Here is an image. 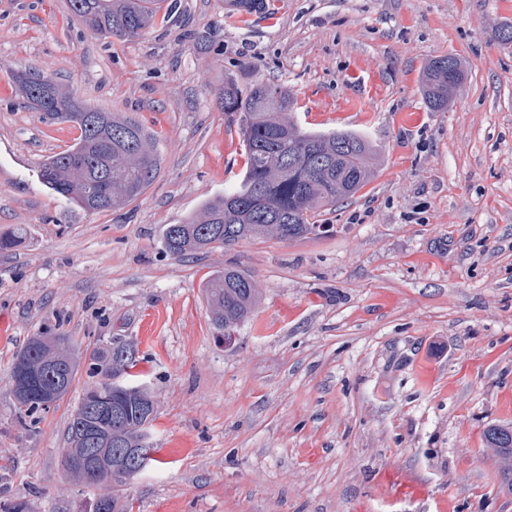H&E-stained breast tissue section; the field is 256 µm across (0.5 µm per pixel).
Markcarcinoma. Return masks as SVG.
Here are the masks:
<instances>
[{"label":"carcinoma","instance_id":"cac0c4a2","mask_svg":"<svg viewBox=\"0 0 512 512\" xmlns=\"http://www.w3.org/2000/svg\"><path fill=\"white\" fill-rule=\"evenodd\" d=\"M165 0H68L71 13L104 38L133 41L153 28ZM238 13L271 10L267 0H225ZM464 83L461 61L454 55L432 58L425 67L422 93L436 111L448 108L450 97ZM15 91L25 104L51 123H70L80 130L74 144L46 158L39 178L48 190L84 212L121 209L136 200L154 181L160 167L152 137L136 121L103 112L74 98L55 81L37 89L34 73L14 77ZM294 98L288 86L257 80L241 89L225 80L223 109L235 123L246 155V166L235 187L212 196L195 215L166 226V255L184 260L246 238L316 239L324 233L317 223L321 211L353 196L374 176L377 153L371 140L353 130L319 131L292 117ZM277 121H269L270 112ZM256 280L240 268H226L210 278L204 297L213 327L224 333L253 315L261 300ZM138 351L114 342L89 354L92 382L83 392L67 429L62 467L79 483L98 488L120 485L140 472L137 467L112 469L111 458L127 448H143L148 462L156 451L146 430L156 418L151 392L122 391L136 365ZM80 360L64 336H33L15 355L10 378L25 367L41 374L26 391H13L25 416L45 410L41 392L56 399L69 391ZM502 485L512 493V426L496 424L483 432ZM106 512H129L130 505L107 492L93 504Z\"/></svg>","mask_w":512,"mask_h":512}]
</instances>
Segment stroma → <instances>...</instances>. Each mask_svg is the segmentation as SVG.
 Segmentation results:
<instances>
[{"label":"stroma","mask_w":512,"mask_h":512,"mask_svg":"<svg viewBox=\"0 0 512 512\" xmlns=\"http://www.w3.org/2000/svg\"><path fill=\"white\" fill-rule=\"evenodd\" d=\"M272 5L180 0L122 41L67 0H0V233L26 229L0 252V504L91 512L99 495L61 465L87 364L35 421L10 392L16 352L62 333L80 356L138 349L158 461L116 489L133 512H512L482 438L512 424V0ZM443 54L467 76L433 111L421 78ZM25 70L154 134L161 169L135 201L86 213L42 186L40 163L79 131L25 107ZM229 76L287 85L301 125L365 133L378 167L319 216L322 238L178 261L166 225L244 167L218 101ZM230 266L262 299L227 346L203 288Z\"/></svg>","instance_id":"1"}]
</instances>
